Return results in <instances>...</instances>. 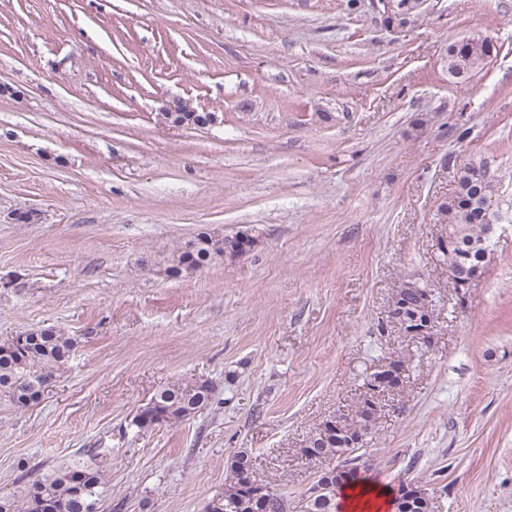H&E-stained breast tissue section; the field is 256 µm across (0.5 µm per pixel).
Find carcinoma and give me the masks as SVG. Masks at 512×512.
Wrapping results in <instances>:
<instances>
[{"instance_id": "cac0c4a2", "label": "carcinoma", "mask_w": 512, "mask_h": 512, "mask_svg": "<svg viewBox=\"0 0 512 512\" xmlns=\"http://www.w3.org/2000/svg\"><path fill=\"white\" fill-rule=\"evenodd\" d=\"M493 47L479 45L463 38L448 45L445 61L448 77L463 83L488 64ZM500 199L497 184L484 160H473L460 168L457 187L438 212L440 223L448 226L445 244L439 248L438 261L448 266L456 285L482 275L487 266L488 229L496 223ZM225 245L212 235L203 233L193 242L176 249L167 271L175 275L190 274L207 268L224 256ZM426 286L412 282L399 289L395 297L409 307L418 305L417 293ZM75 339L54 327L22 332L8 347L0 345V399L24 406L51 385L56 375L69 363L66 354L73 351ZM212 386L202 383L191 391L165 388L157 391L141 406L132 423L138 431H146L162 422L190 418L208 405ZM361 445H349L348 437L332 435L321 445L325 459L336 455L353 457ZM106 451L87 448L70 461L59 465L32 481L19 497L9 501L7 512H96V505L107 492L104 463ZM250 455L242 451L227 466L224 492L214 496L205 512H253L251 482L245 474ZM317 483L323 486L319 499L308 504L307 512H336V495L342 485L323 473Z\"/></svg>"}]
</instances>
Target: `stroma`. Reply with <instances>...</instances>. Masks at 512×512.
<instances>
[{
    "label": "stroma",
    "instance_id": "1",
    "mask_svg": "<svg viewBox=\"0 0 512 512\" xmlns=\"http://www.w3.org/2000/svg\"><path fill=\"white\" fill-rule=\"evenodd\" d=\"M473 36L495 50L462 88L444 61ZM0 84L20 91L0 94V342L77 341L38 402L0 400V496L106 448L98 512H204L245 451L306 512L307 439L399 359L362 477L512 512V0H428L397 30L372 0H0ZM178 99L217 124H163ZM479 159L502 205L459 288L437 208ZM241 230L244 255L167 274L199 233ZM410 282L432 292L427 340L388 316ZM204 382L190 419L133 426ZM395 362L404 365L402 360H396ZM395 362H386V364L379 366L369 374L365 386L375 397L378 393L394 391L402 386L404 381L403 369ZM212 394L209 383H202L191 391L170 388L158 390L139 408L132 423L142 432L162 422L183 421L207 406Z\"/></svg>",
    "mask_w": 512,
    "mask_h": 512
}]
</instances>
